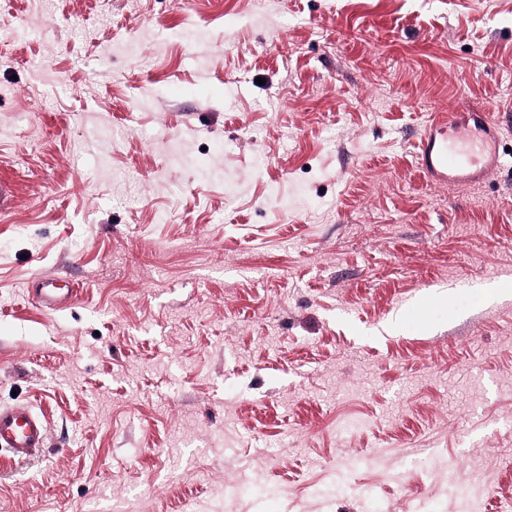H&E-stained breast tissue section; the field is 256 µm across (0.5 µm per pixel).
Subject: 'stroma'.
Returning a JSON list of instances; mask_svg holds the SVG:
<instances>
[{"mask_svg":"<svg viewBox=\"0 0 512 512\" xmlns=\"http://www.w3.org/2000/svg\"><path fill=\"white\" fill-rule=\"evenodd\" d=\"M1 28L0 407L48 437L0 459V512H512V124L480 183L417 152L430 113L512 102V0ZM78 295L79 287L61 277L38 279L36 288L31 292L33 300L51 310L71 304Z\"/></svg>","mask_w":512,"mask_h":512,"instance_id":"obj_1","label":"stroma"}]
</instances>
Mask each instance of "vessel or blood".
Masks as SVG:
<instances>
[{
    "label": "vessel or blood",
    "mask_w": 512,
    "mask_h": 512,
    "mask_svg": "<svg viewBox=\"0 0 512 512\" xmlns=\"http://www.w3.org/2000/svg\"><path fill=\"white\" fill-rule=\"evenodd\" d=\"M503 111L473 113L462 120L456 113L434 114L419 145L421 170L432 180L479 181L498 167L499 130ZM79 295L75 283L61 278L38 280L31 297L56 310ZM47 440L44 418L26 407L0 408V454L12 464H27L42 456Z\"/></svg>",
    "instance_id": "b4317fda"
}]
</instances>
